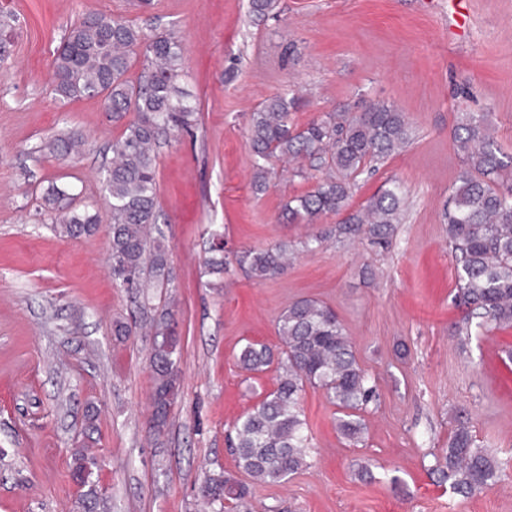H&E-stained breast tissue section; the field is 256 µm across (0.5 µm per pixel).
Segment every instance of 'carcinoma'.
<instances>
[{
    "mask_svg": "<svg viewBox=\"0 0 512 512\" xmlns=\"http://www.w3.org/2000/svg\"><path fill=\"white\" fill-rule=\"evenodd\" d=\"M277 0H249V12L269 17ZM143 50L144 79L134 84L127 74ZM185 46L170 33H157L121 16L88 13L79 17L51 62L54 91L62 99L100 97L112 120L130 112L122 135L112 142V165L105 176L112 221V275L123 288H146L170 281L164 232L157 206L156 153L160 138L187 130L196 107L180 88ZM295 100L276 94L260 102L250 115L249 145L254 157L255 192L269 186L270 162L306 160L322 172L314 189L287 204L293 224H311L326 214L343 216L325 232L301 242L309 248L327 237L363 236L370 244L389 247L401 223L403 192L397 184L355 208L357 177L365 168L402 151L411 141V126L394 106L372 103L359 112L341 109L297 129L289 123ZM463 171L443 208L445 231L456 273V298L465 315L455 334L468 336L472 326L512 328V155L495 144L485 115L465 112L451 131ZM82 139L65 134L49 142L51 153L78 152ZM53 224L70 237L93 232L98 216L73 208L68 190L51 184L44 199ZM216 255L205 262L207 272L221 277L229 262L220 256L224 242L212 246ZM290 246L246 250L235 260L251 277L280 275ZM149 353L154 377L151 429L163 432L171 401L177 394L180 336L167 312L153 319ZM277 332L279 356L260 341L245 344L238 366L262 372L277 363L273 390L232 426L229 449L236 465L254 481L281 483L309 466L310 439L301 408L305 386L323 391L337 409L336 430L351 444L366 431L363 413L377 400L374 377L356 357L351 337L336 313L313 300L299 299L281 313ZM429 471L449 482L454 493L468 498L496 486L502 476L498 457L476 444L466 421L457 423L447 447ZM203 498L236 508L248 487L230 474L213 475L201 487Z\"/></svg>",
    "mask_w": 512,
    "mask_h": 512,
    "instance_id": "cac0c4a2",
    "label": "carcinoma"
}]
</instances>
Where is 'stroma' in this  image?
<instances>
[{
    "mask_svg": "<svg viewBox=\"0 0 512 512\" xmlns=\"http://www.w3.org/2000/svg\"><path fill=\"white\" fill-rule=\"evenodd\" d=\"M0 9L16 18L0 63V512H82L78 452L93 458L95 512H218L201 496L203 478L237 474L227 431L276 381L272 368L242 372L237 356L252 340L278 345V317L299 298L335 310L379 399L353 447L323 392L306 389L310 466L283 483H250L247 512H512V329L455 336L462 308L442 216L463 168L450 136L459 113L486 114L512 153V0H279L262 22L248 0H0ZM86 12L174 30L186 48L179 85L194 125L164 137L157 158L172 280L145 294L117 286L110 263L103 178L124 125L102 99L52 91V53ZM290 89L300 127L363 103L406 113L410 144L361 174L353 198L359 206L389 181L404 186L391 249L359 238L300 248L338 221L292 224L285 214L318 171L296 176L277 161L269 188L253 191L249 115ZM64 133L85 140L81 157L43 152ZM52 182L99 214L92 235L50 224L41 195ZM217 233L228 257L282 241L295 251L276 278L234 265L217 282L204 265ZM165 310L181 338V385L157 436L148 324ZM117 321L129 336L113 335ZM460 419L505 464L497 486L468 499L428 472ZM367 461L372 475L359 478Z\"/></svg>",
    "mask_w": 512,
    "mask_h": 512,
    "instance_id": "1",
    "label": "stroma"
}]
</instances>
